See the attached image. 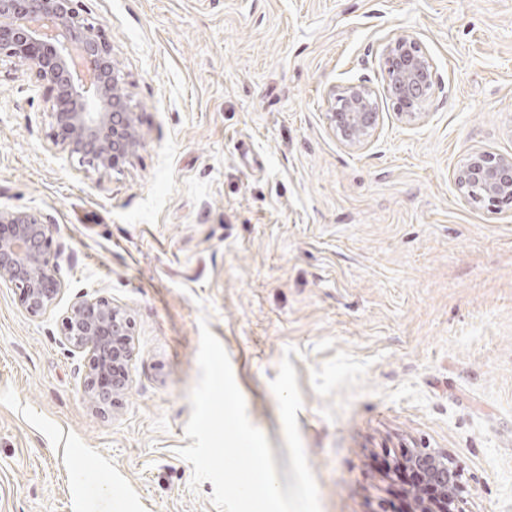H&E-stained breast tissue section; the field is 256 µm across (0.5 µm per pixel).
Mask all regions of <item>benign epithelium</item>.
Returning <instances> with one entry per match:
<instances>
[{"label": "benign epithelium", "mask_w": 512, "mask_h": 512, "mask_svg": "<svg viewBox=\"0 0 512 512\" xmlns=\"http://www.w3.org/2000/svg\"><path fill=\"white\" fill-rule=\"evenodd\" d=\"M24 63L56 93L65 111L52 113L62 149L82 163L109 170L133 155L140 143L137 114L121 92L120 71L101 25L80 16L79 0H0V58ZM383 95L400 108L401 122L424 120L421 107L434 85L432 59L414 37L401 34L381 50ZM333 132L352 146L371 138L379 124L378 93L362 83L329 89ZM458 191L469 202L500 208L512 203V157L487 151L469 154L456 171ZM52 225L37 212L0 211V280L19 295L29 315L52 311L65 290L62 250L52 248ZM70 351L87 360L84 392L102 411L115 404L129 381L131 323L104 297L73 299L61 318ZM404 466L419 475L413 495L420 512H448L461 476L448 453L418 448Z\"/></svg>", "instance_id": "obj_1"}]
</instances>
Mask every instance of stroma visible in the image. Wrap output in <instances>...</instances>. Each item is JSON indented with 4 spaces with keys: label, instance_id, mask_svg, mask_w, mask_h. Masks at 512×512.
<instances>
[{
    "label": "stroma",
    "instance_id": "1",
    "mask_svg": "<svg viewBox=\"0 0 512 512\" xmlns=\"http://www.w3.org/2000/svg\"><path fill=\"white\" fill-rule=\"evenodd\" d=\"M84 9L141 145L115 169L80 165L46 85L2 59L0 209L51 224L63 303L103 296L130 318V385L98 410L61 310L32 317L0 283V512H217L178 454L203 318L284 487L270 383L289 358L321 512H415L396 469L415 448L460 471L456 512H512V205H474L454 181L473 150L512 156V0ZM399 33L434 61L427 117L403 124L380 100L374 136L349 146L327 90H381Z\"/></svg>",
    "mask_w": 512,
    "mask_h": 512
}]
</instances>
